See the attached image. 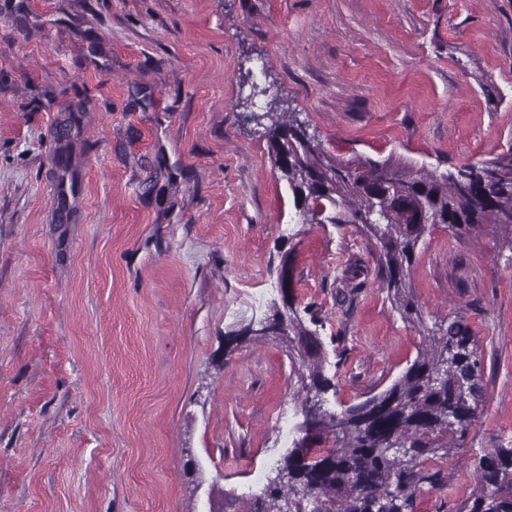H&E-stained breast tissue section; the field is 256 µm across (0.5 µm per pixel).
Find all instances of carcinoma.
Masks as SVG:
<instances>
[{
	"label": "carcinoma",
	"mask_w": 512,
	"mask_h": 512,
	"mask_svg": "<svg viewBox=\"0 0 512 512\" xmlns=\"http://www.w3.org/2000/svg\"><path fill=\"white\" fill-rule=\"evenodd\" d=\"M270 99L250 119L263 126L274 166L288 181L302 223L351 226L374 242L372 258L382 272L383 287L395 308L409 321L420 313L407 279L419 243L438 225L457 238L492 224L512 239V148L478 166L461 185L455 172L415 170L390 158L328 154L309 125L294 112L275 111ZM87 102L69 108L59 138L79 127ZM54 163L60 171L58 205L69 210L75 191L72 155L63 148ZM287 259L281 260L278 292L270 319L288 347L294 373L305 393L301 446L311 459L291 448L276 461L258 493L224 500L235 512H414L425 488L448 486L442 470L422 467L460 447L481 414L482 351L478 337L461 317L424 334L423 347L404 374L384 391L338 413L310 412L314 390L327 393L333 383L322 371L323 343L319 312L289 298ZM326 447L316 451L321 444ZM477 487L460 512H512V448H495L476 466Z\"/></svg>",
	"instance_id": "carcinoma-1"
}]
</instances>
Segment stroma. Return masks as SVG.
Segmentation results:
<instances>
[{
	"mask_svg": "<svg viewBox=\"0 0 512 512\" xmlns=\"http://www.w3.org/2000/svg\"><path fill=\"white\" fill-rule=\"evenodd\" d=\"M265 87L331 155L481 164L512 147V0H0V512H209L265 476L299 385L280 341L227 333L267 314L281 256L322 309L328 411L416 358L373 244L300 223L245 120ZM84 98L60 224L51 133ZM410 285L483 351V412L416 499L458 512L512 447V247L436 227Z\"/></svg>",
	"mask_w": 512,
	"mask_h": 512,
	"instance_id": "35a3bbf8",
	"label": "stroma"
}]
</instances>
